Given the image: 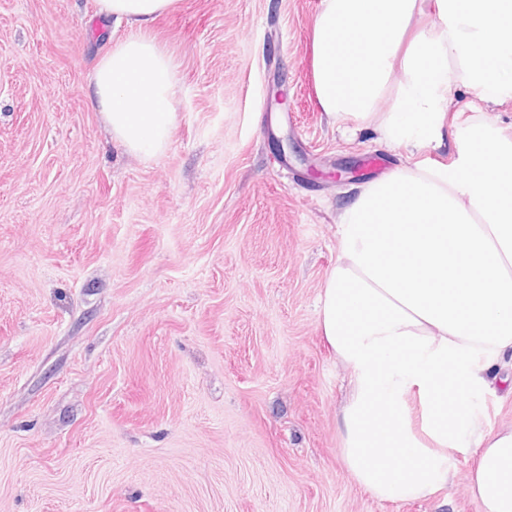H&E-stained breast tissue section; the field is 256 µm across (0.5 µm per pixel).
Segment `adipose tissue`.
I'll return each instance as SVG.
<instances>
[{
    "label": "adipose tissue",
    "instance_id": "obj_1",
    "mask_svg": "<svg viewBox=\"0 0 512 512\" xmlns=\"http://www.w3.org/2000/svg\"><path fill=\"white\" fill-rule=\"evenodd\" d=\"M173 3L97 0L134 32L96 63L88 95L139 155L175 128L170 60L146 34ZM310 65L322 111L418 156L359 187L336 228L319 326L349 370L343 465L374 498L406 501L454 481L449 455L470 454L471 497L512 512V426L479 416L494 367L512 362V127L467 117L449 162L419 156L441 146L457 87L512 103V0H322Z\"/></svg>",
    "mask_w": 512,
    "mask_h": 512
}]
</instances>
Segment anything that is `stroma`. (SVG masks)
Masks as SVG:
<instances>
[{"label":"stroma","mask_w":512,"mask_h":512,"mask_svg":"<svg viewBox=\"0 0 512 512\" xmlns=\"http://www.w3.org/2000/svg\"><path fill=\"white\" fill-rule=\"evenodd\" d=\"M321 2L176 0L149 29L175 130L147 157L87 95L130 28L0 0V512H482L462 455L406 502L341 462L318 296L356 186L411 158L320 109ZM336 168L362 175H311Z\"/></svg>","instance_id":"1"}]
</instances>
